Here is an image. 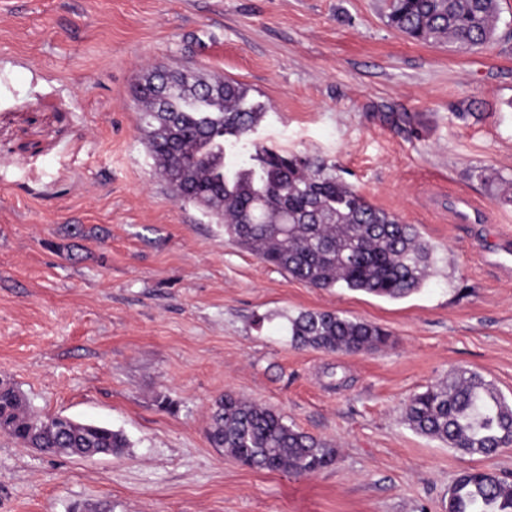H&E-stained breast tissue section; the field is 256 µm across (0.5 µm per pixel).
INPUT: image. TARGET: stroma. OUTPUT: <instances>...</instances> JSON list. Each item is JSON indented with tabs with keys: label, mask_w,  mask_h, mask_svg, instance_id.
<instances>
[{
	"label": "stroma",
	"mask_w": 512,
	"mask_h": 512,
	"mask_svg": "<svg viewBox=\"0 0 512 512\" xmlns=\"http://www.w3.org/2000/svg\"><path fill=\"white\" fill-rule=\"evenodd\" d=\"M478 52L411 40L386 0H0V380L37 417L123 432L119 457L0 434V512H445L467 470L512 482V447L418 434L411 397L458 369L512 402V0ZM155 65L247 85L252 140L335 165L415 225L436 263L389 300L316 289L225 241L154 176L134 87ZM81 235H74V228ZM334 311L379 350L295 347ZM231 393L332 444L297 477L213 448Z\"/></svg>",
	"instance_id": "obj_1"
}]
</instances>
